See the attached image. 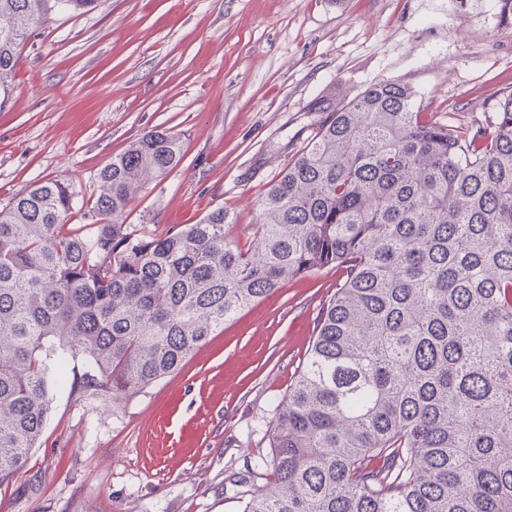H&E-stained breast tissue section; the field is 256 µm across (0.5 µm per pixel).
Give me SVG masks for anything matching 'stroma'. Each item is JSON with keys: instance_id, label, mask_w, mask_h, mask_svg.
<instances>
[{"instance_id": "stroma-1", "label": "stroma", "mask_w": 512, "mask_h": 512, "mask_svg": "<svg viewBox=\"0 0 512 512\" xmlns=\"http://www.w3.org/2000/svg\"><path fill=\"white\" fill-rule=\"evenodd\" d=\"M412 86L429 118L475 131L512 91V23L500 0H100L51 8L0 80V205L98 173L151 130L183 158L125 214L158 233L217 208L250 243L257 202L331 112L368 86ZM345 274L289 279L226 321L151 386L52 388L28 466L0 512H242L245 465L303 367L321 307Z\"/></svg>"}]
</instances>
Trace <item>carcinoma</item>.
<instances>
[{
    "label": "carcinoma",
    "mask_w": 512,
    "mask_h": 512,
    "mask_svg": "<svg viewBox=\"0 0 512 512\" xmlns=\"http://www.w3.org/2000/svg\"><path fill=\"white\" fill-rule=\"evenodd\" d=\"M47 0H0V74ZM403 83L323 121L258 202L252 245L222 208L154 234L123 217L182 161L149 131L100 193L40 182L0 207V485L40 446L51 387L138 392L291 278L336 267L307 361L269 431L272 481L243 512H512V92L467 134Z\"/></svg>",
    "instance_id": "carcinoma-1"
}]
</instances>
